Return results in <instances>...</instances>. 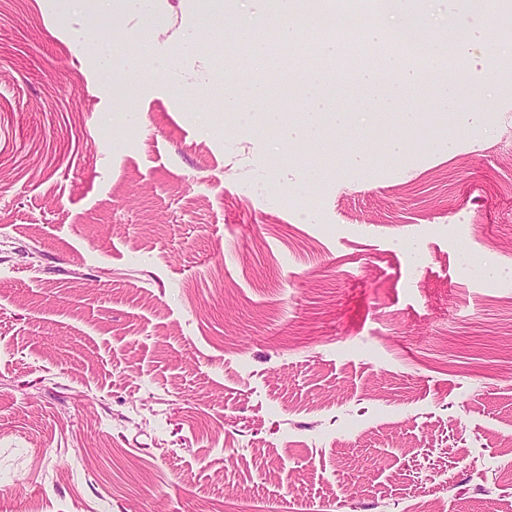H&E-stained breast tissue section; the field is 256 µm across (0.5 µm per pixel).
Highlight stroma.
<instances>
[{
  "mask_svg": "<svg viewBox=\"0 0 512 512\" xmlns=\"http://www.w3.org/2000/svg\"><path fill=\"white\" fill-rule=\"evenodd\" d=\"M147 6L199 42L160 79L0 0V512H512V70L447 129L445 62L354 169L225 121L200 0Z\"/></svg>",
  "mask_w": 512,
  "mask_h": 512,
  "instance_id": "obj_1",
  "label": "stroma"
}]
</instances>
